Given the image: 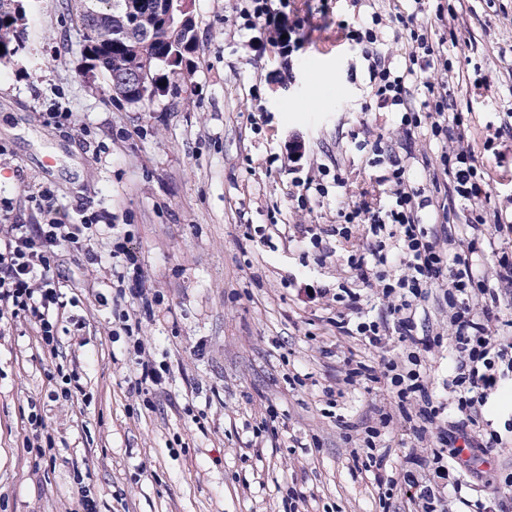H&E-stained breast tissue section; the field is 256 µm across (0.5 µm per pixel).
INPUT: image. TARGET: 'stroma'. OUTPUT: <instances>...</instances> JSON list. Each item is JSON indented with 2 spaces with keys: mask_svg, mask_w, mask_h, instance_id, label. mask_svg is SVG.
<instances>
[{
  "mask_svg": "<svg viewBox=\"0 0 512 512\" xmlns=\"http://www.w3.org/2000/svg\"><path fill=\"white\" fill-rule=\"evenodd\" d=\"M271 5L302 22L292 54L273 26L250 25V0H194L197 51L143 106L113 99L89 71L71 0H36L24 51L0 63V199L11 201L12 222L43 223V190L68 223L111 213L153 305L121 299L132 282L104 227L88 249L58 252L54 348L33 322L0 320V512H77L85 494L97 512H283L295 490L297 512H414L402 475L423 449L395 393L383 381H345L348 362L374 366L401 348H365L334 325L344 306L333 290L354 284L347 257L365 239L356 224L350 239L336 235L348 199L332 176L372 190L382 173L372 147L382 143L429 197L425 224L459 240L465 230L434 189L448 180L441 142L426 126L406 137L400 113L378 106L363 47L343 28L378 13L375 49L393 66L412 49L403 18L427 29L435 56L407 78L413 105L424 82L448 71L482 77L450 93L494 229L512 222V0H469L459 14L455 0ZM309 179L326 195L305 190ZM447 289L434 286L414 328L444 336L429 364L439 384L456 363ZM144 362L166 372L140 392ZM383 412L393 417L382 440L394 481L384 503L356 462ZM477 420L506 446L465 473L452 512L492 496L512 472V382Z\"/></svg>",
  "mask_w": 512,
  "mask_h": 512,
  "instance_id": "stroma-1",
  "label": "stroma"
}]
</instances>
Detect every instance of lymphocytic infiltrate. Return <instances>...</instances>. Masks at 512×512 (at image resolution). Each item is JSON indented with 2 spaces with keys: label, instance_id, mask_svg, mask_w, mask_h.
Segmentation results:
<instances>
[{
  "label": "lymphocytic infiltrate",
  "instance_id": "lymphocytic-infiltrate-1",
  "mask_svg": "<svg viewBox=\"0 0 512 512\" xmlns=\"http://www.w3.org/2000/svg\"><path fill=\"white\" fill-rule=\"evenodd\" d=\"M380 23V15L375 14L369 25L347 32L348 39L363 45L371 61L370 80L379 103L402 109L401 125L406 135H413L426 121L434 137L445 140L453 136L464 141V122L460 114L450 113L444 85L425 83L421 110L410 109L407 71L375 61ZM373 152L376 164L388 167L379 182L388 186L389 194L373 203L362 201L350 206L343 214L345 225L339 233L347 235L351 224L364 225L368 243L349 255L348 263L363 287L380 288L389 301L388 313L375 319L363 316L359 293L343 285L336 299L345 303L350 315L338 317L336 327L341 334L369 347H378L390 338L403 344L405 356L382 360L377 368L362 364L357 372L371 380L383 378L399 396L415 401L417 410L408 418L415 439H422L433 429L444 442L450 431L465 432L474 421V413L485 406L507 373H512V336H497L492 331L493 324L501 320L497 306L484 305L477 313L465 306L451 316L458 358L450 381L458 395L452 408L438 396L430 376L422 369L421 357L432 352L434 339L413 333L416 309L428 299L435 284L448 282L465 295L483 290L467 255L485 239L484 221L478 215H465L470 234L468 253L450 255L441 248L436 233L422 224L420 212L429 201L408 184L400 161L391 158L381 145H374ZM443 161L449 199L476 206L488 199L487 186L477 179L471 151L444 155ZM40 202L46 216L41 224L9 223L8 204L0 202V220L9 224L6 235L0 238V319L20 315L34 321L45 346L50 347L55 342L51 317L60 308L56 253L65 245L86 247L99 223H111L112 217L96 215L78 224H66L58 219L49 192H42ZM460 455V449L443 446L432 448L427 456L411 457L412 468L404 474L403 482L411 490V501L421 504L423 512H437L434 502L439 486L458 487Z\"/></svg>",
  "mask_w": 512,
  "mask_h": 512
}]
</instances>
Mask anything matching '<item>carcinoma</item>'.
Wrapping results in <instances>:
<instances>
[{"label": "carcinoma", "mask_w": 512, "mask_h": 512, "mask_svg": "<svg viewBox=\"0 0 512 512\" xmlns=\"http://www.w3.org/2000/svg\"><path fill=\"white\" fill-rule=\"evenodd\" d=\"M141 24L155 27L153 36L147 39H131L126 35L119 19L124 17V0H80L76 17L83 34L84 53L90 61V69L101 70L109 87V92L128 102L143 104L149 98L128 97L122 86L114 82V75L133 62L141 59L150 61L157 67L162 58L171 54L179 46L197 42L195 27H175L157 25V0H140ZM27 17V4L24 0H0V62H8L23 50L20 27Z\"/></svg>", "instance_id": "carcinoma-1"}]
</instances>
